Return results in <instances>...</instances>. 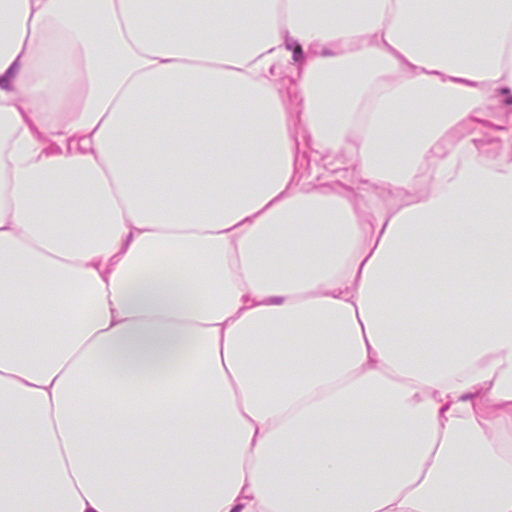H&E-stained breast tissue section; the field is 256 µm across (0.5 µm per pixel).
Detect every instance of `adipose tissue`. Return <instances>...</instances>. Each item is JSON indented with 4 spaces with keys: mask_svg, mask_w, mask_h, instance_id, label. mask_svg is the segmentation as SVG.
<instances>
[{
    "mask_svg": "<svg viewBox=\"0 0 512 512\" xmlns=\"http://www.w3.org/2000/svg\"><path fill=\"white\" fill-rule=\"evenodd\" d=\"M497 93L512 0H0V512H512Z\"/></svg>",
    "mask_w": 512,
    "mask_h": 512,
    "instance_id": "ef3b65f1",
    "label": "adipose tissue"
}]
</instances>
